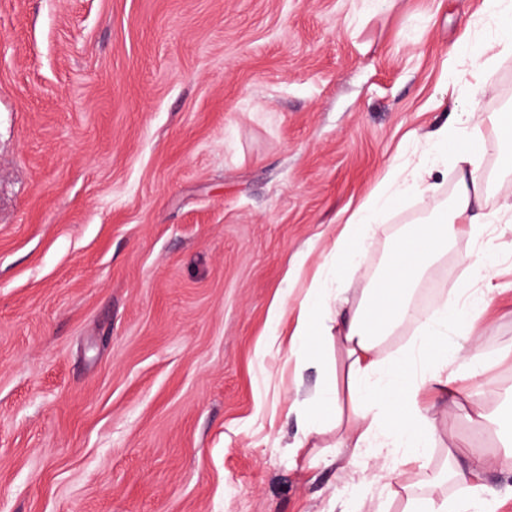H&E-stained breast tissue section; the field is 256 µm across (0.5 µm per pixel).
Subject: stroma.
<instances>
[{
  "mask_svg": "<svg viewBox=\"0 0 512 512\" xmlns=\"http://www.w3.org/2000/svg\"><path fill=\"white\" fill-rule=\"evenodd\" d=\"M484 0H0V512H403L470 449L500 444L427 394L419 462L372 479L335 433L292 454L319 371L268 345L355 209L461 107L512 108V55L471 96L448 53ZM487 211L512 194L482 123ZM459 172L398 198L337 275L350 303ZM485 247L488 307L449 326L485 359L454 384L512 400V223ZM298 276L288 277L292 263Z\"/></svg>",
  "mask_w": 512,
  "mask_h": 512,
  "instance_id": "obj_1",
  "label": "stroma"
}]
</instances>
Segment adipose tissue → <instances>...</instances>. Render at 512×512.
Here are the masks:
<instances>
[{
    "instance_id": "ef3b65f1",
    "label": "adipose tissue",
    "mask_w": 512,
    "mask_h": 512,
    "mask_svg": "<svg viewBox=\"0 0 512 512\" xmlns=\"http://www.w3.org/2000/svg\"><path fill=\"white\" fill-rule=\"evenodd\" d=\"M487 16L491 35L475 41L467 54L473 65L484 66L504 54H512V0H490ZM476 114L464 108L455 116L454 129L440 127L430 135V157L408 174L397 175L393 188L373 193L349 218L333 247L335 267H354L363 240L379 223L383 212L409 192L427 190L426 179L435 161L453 159L460 168L455 196L433 221L410 227L390 257L387 271L362 290L350 312L333 305L330 289L313 285L297 308L290 349L302 354L310 341L326 347H342L344 387H337L335 374H326L313 398V410H296L300 435L295 448L306 447L312 436L350 426L358 432L357 447L374 462L375 477L393 472L399 449L410 458L424 457L436 433V419L419 405L426 389L450 391L458 372L477 373L479 356L449 352L448 325L461 321L477 323L484 312V297L458 290L454 297L419 313L413 293L428 268L439 261L462 236L480 240L495 217L483 206L485 185L479 174L482 162L478 140L459 136V129L472 126ZM419 324V341L393 362L380 355L382 341L402 324ZM488 460L476 454L458 464L455 477L467 494L459 500H409L406 512H492L488 488L480 474Z\"/></svg>"
}]
</instances>
